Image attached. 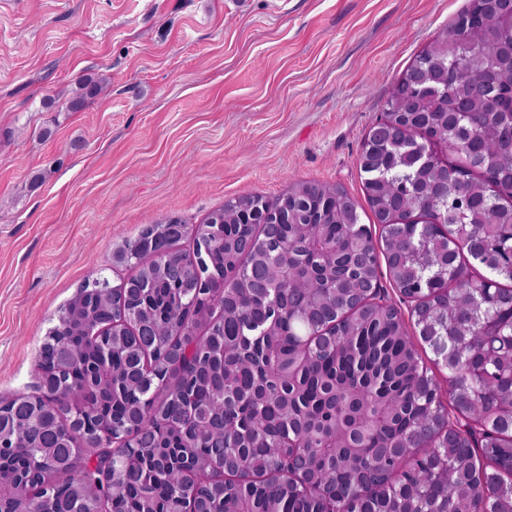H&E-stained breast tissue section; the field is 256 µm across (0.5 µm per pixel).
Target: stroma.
<instances>
[{
    "label": "stroma",
    "mask_w": 512,
    "mask_h": 512,
    "mask_svg": "<svg viewBox=\"0 0 512 512\" xmlns=\"http://www.w3.org/2000/svg\"><path fill=\"white\" fill-rule=\"evenodd\" d=\"M467 0H0V400L59 308L155 218L289 183L363 199L398 78ZM86 74L107 90L66 100ZM54 99L52 109L43 102Z\"/></svg>",
    "instance_id": "obj_1"
}]
</instances>
